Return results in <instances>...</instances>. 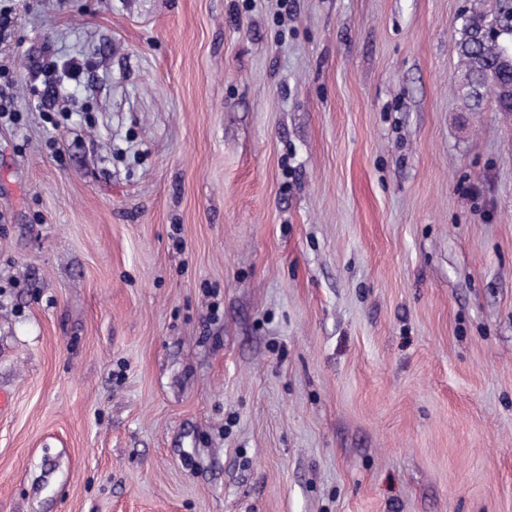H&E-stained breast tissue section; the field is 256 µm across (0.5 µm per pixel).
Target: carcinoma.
Here are the masks:
<instances>
[{
	"instance_id": "obj_1",
	"label": "carcinoma",
	"mask_w": 512,
	"mask_h": 512,
	"mask_svg": "<svg viewBox=\"0 0 512 512\" xmlns=\"http://www.w3.org/2000/svg\"><path fill=\"white\" fill-rule=\"evenodd\" d=\"M482 0H472L463 16L457 40L459 67L455 91L469 112L481 110L493 93L497 110L512 115V0H497L487 12Z\"/></svg>"
}]
</instances>
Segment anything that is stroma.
<instances>
[{
	"label": "stroma",
	"instance_id": "stroma-1",
	"mask_svg": "<svg viewBox=\"0 0 512 512\" xmlns=\"http://www.w3.org/2000/svg\"><path fill=\"white\" fill-rule=\"evenodd\" d=\"M469 5L0 0V512H512Z\"/></svg>",
	"mask_w": 512,
	"mask_h": 512
}]
</instances>
